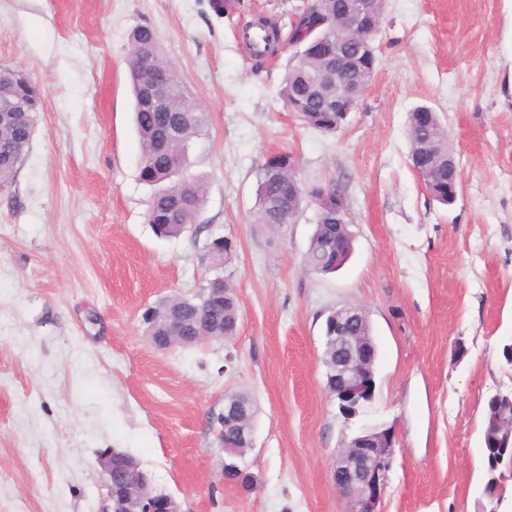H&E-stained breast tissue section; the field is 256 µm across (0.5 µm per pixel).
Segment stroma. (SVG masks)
<instances>
[{
  "label": "stroma",
  "instance_id": "stroma-1",
  "mask_svg": "<svg viewBox=\"0 0 512 512\" xmlns=\"http://www.w3.org/2000/svg\"><path fill=\"white\" fill-rule=\"evenodd\" d=\"M300 0H0V66L42 92L35 134L0 192V512H100L97 457L133 456L182 512H347L336 452L392 428L381 512H479L489 397L512 390V0H385L369 86L344 126L307 127L281 97L294 46L252 59L239 37L263 14L289 32ZM152 26L207 115L187 173L205 203L193 227L157 237L139 178L131 32ZM434 109L461 189L432 200L408 161V117ZM293 153L307 185L343 196L353 254L308 273L316 207L253 224L258 171ZM234 239L223 269L238 299L234 340L164 352L145 308L213 277L209 236ZM369 315L375 397L345 421L325 386L324 324ZM248 397L254 484L226 483L213 419Z\"/></svg>",
  "mask_w": 512,
  "mask_h": 512
}]
</instances>
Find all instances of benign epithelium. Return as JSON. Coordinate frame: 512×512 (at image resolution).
Segmentation results:
<instances>
[{"label":"benign epithelium","instance_id":"7a95c632","mask_svg":"<svg viewBox=\"0 0 512 512\" xmlns=\"http://www.w3.org/2000/svg\"><path fill=\"white\" fill-rule=\"evenodd\" d=\"M345 7L327 15L322 25L327 33L310 38L303 50L294 52L290 69L302 68L308 58L323 68L321 86L330 98H336V114L343 117L353 111L348 93L352 73L362 59L372 57L367 41L351 43L343 33L376 34L381 27L379 0H343ZM168 88L163 82L153 84L147 101L156 111L164 110ZM436 112L421 108L415 112L414 125L424 131L433 126ZM364 309L348 305L336 310L325 322L324 339L336 345V362L328 365V392L336 401L339 413L347 420L356 417L375 395V361L373 337L359 333L364 324ZM248 406L236 395L224 397V417L247 414ZM224 453V474L241 478L246 471L238 464L235 442L253 445V433L242 432L236 441L225 440V432H216ZM394 432L390 428L372 427L360 432L339 449L333 469V482L347 500L349 512H379L378 506L387 487V475L393 463ZM498 446L512 447V417L498 423ZM106 493L101 512H181L170 495L150 489L149 477L131 456L105 450L98 457Z\"/></svg>","mask_w":512,"mask_h":512}]
</instances>
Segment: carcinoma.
Returning <instances> with one entry per match:
<instances>
[{
	"label": "carcinoma",
	"mask_w": 512,
	"mask_h": 512,
	"mask_svg": "<svg viewBox=\"0 0 512 512\" xmlns=\"http://www.w3.org/2000/svg\"><path fill=\"white\" fill-rule=\"evenodd\" d=\"M242 6L241 0H210L212 12L222 18L233 15ZM336 8V0H319L303 6L297 20L292 23V42L300 46L306 39L319 31L323 15ZM265 33V45L261 51L253 49L248 37V29H243L242 38L251 54L260 60L269 53L271 39L279 33L269 27L261 28ZM132 57L147 56L149 65L137 67L130 64L132 92L134 96V123L141 143L139 177L144 183L157 187L150 209L148 222L160 237L176 236L188 229L205 200L202 180L184 175L187 165L186 149L189 141L199 134L206 124L205 113L199 111L185 94L174 68L163 59L157 35L148 25L136 27L131 34ZM167 78L169 84L166 111L148 112L140 104L144 90L152 83ZM10 83L13 99L22 105L25 114L14 116L12 127L0 129V191L12 186L17 164L15 158L24 153L29 127L35 125L39 112L40 99L35 89L18 81L13 68L0 67V81ZM305 80L293 71L288 73L281 95L290 108L309 104L304 90ZM301 120L310 127L326 133H333L336 124L334 112H302ZM414 114H409L408 135L409 155L424 153L438 163L453 152L448 139V129L441 120L420 133L413 123ZM288 153H275L267 157L261 165L258 176L256 210L254 223L275 229L290 222V217L302 208L307 201H316L314 187H308L305 195H287ZM345 229H336L335 217L324 209L318 210L316 225L306 260L317 265L324 253L336 243V235ZM207 252L215 268L226 265L232 258L223 236H213L206 244ZM176 314L183 323L182 337L172 341L175 347H191L205 334L213 339L236 334L238 305L235 295L224 292V280L212 278L201 288L196 297L174 295L156 308L153 330L154 336L164 335V322L167 316ZM504 405L492 396L487 401L482 435V451L485 467L500 466L501 449L491 433V421L503 413Z\"/></svg>",
	"instance_id": "cac0c4a2"
}]
</instances>
